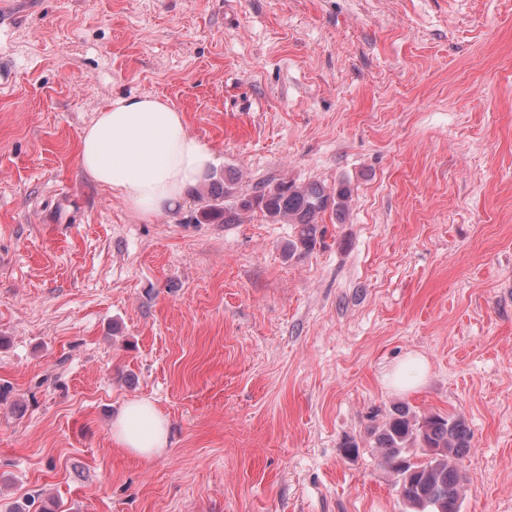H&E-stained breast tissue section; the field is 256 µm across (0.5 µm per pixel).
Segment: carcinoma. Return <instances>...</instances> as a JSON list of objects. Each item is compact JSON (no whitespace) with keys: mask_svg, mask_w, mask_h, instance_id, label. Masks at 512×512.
Masks as SVG:
<instances>
[{"mask_svg":"<svg viewBox=\"0 0 512 512\" xmlns=\"http://www.w3.org/2000/svg\"><path fill=\"white\" fill-rule=\"evenodd\" d=\"M200 219L207 223L236 224L243 211H258L272 223L295 224L297 238L288 251L308 252L317 242L319 218L332 208L344 211L351 198L348 186L329 193L319 183L281 180L263 183L250 195L236 192L235 178L212 173L207 187L198 193ZM386 468L395 476L407 512H439L436 502L463 499L464 485L459 462L472 448V433L465 420L455 415L415 414L409 405L392 407L381 427L371 431ZM420 453L426 462L406 474L404 464Z\"/></svg>","mask_w":512,"mask_h":512,"instance_id":"1","label":"carcinoma"}]
</instances>
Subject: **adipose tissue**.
I'll use <instances>...</instances> for the list:
<instances>
[{
	"mask_svg": "<svg viewBox=\"0 0 512 512\" xmlns=\"http://www.w3.org/2000/svg\"><path fill=\"white\" fill-rule=\"evenodd\" d=\"M216 161L215 151L189 133L183 113L156 96L112 99L81 135L82 170L146 218L181 203ZM112 439L150 459L167 445L166 421L149 401L134 400L113 420Z\"/></svg>",
	"mask_w": 512,
	"mask_h": 512,
	"instance_id": "ef3b65f1",
	"label": "adipose tissue"
}]
</instances>
